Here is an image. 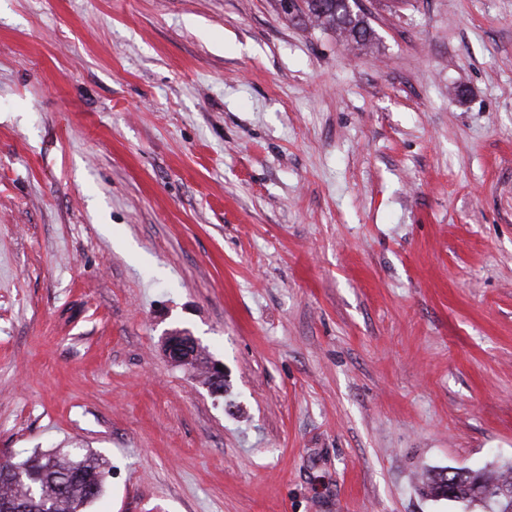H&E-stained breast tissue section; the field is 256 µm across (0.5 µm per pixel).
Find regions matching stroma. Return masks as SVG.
Returning a JSON list of instances; mask_svg holds the SVG:
<instances>
[{
    "label": "stroma",
    "mask_w": 512,
    "mask_h": 512,
    "mask_svg": "<svg viewBox=\"0 0 512 512\" xmlns=\"http://www.w3.org/2000/svg\"><path fill=\"white\" fill-rule=\"evenodd\" d=\"M0 0V463L87 512H481L512 463V0ZM224 367L217 393L169 333ZM302 2L308 10L306 13L308 20L320 27L336 31L345 41L360 44L372 40L373 30L361 8L351 13L344 4V0H322L320 7L313 6L311 0H302ZM166 351L169 359L179 365L191 361L192 350H197L198 342L194 336H186L182 333L170 334L165 339ZM10 466L20 472L3 477V471ZM107 475L104 462L85 448H71L58 455L33 453L20 464L0 463V512L3 503L21 496V486L33 491L25 501L24 511L84 512L102 493ZM18 476L20 480L13 483ZM475 487L489 491L490 496L478 498ZM503 487L512 488V467H507L496 477L485 472L450 468L429 475L423 482L422 492L434 498L480 502L489 512H512V492L509 496L499 494Z\"/></svg>",
    "instance_id": "35a3bbf8"
}]
</instances>
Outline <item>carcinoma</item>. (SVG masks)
Here are the masks:
<instances>
[{
  "instance_id": "obj_1",
  "label": "carcinoma",
  "mask_w": 512,
  "mask_h": 512,
  "mask_svg": "<svg viewBox=\"0 0 512 512\" xmlns=\"http://www.w3.org/2000/svg\"><path fill=\"white\" fill-rule=\"evenodd\" d=\"M302 2L309 20L336 31L345 41L360 44L372 40L373 30L365 14L350 12L344 0H322L318 8L311 0ZM7 468L9 465L0 464V505L18 498V488L23 487L33 491L25 501V512H84L102 493L108 475L104 462L85 448L58 455L34 453L17 465V474H3ZM476 487L489 491L490 496L477 497ZM504 487L512 488V467L496 477L455 468L429 475L422 492L434 498L479 502L488 512H512V494L500 493Z\"/></svg>"
}]
</instances>
